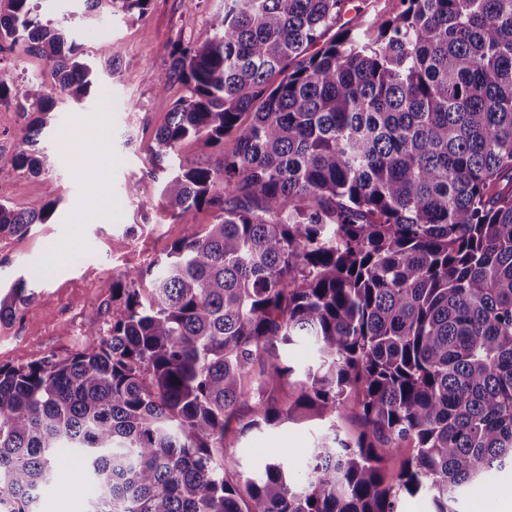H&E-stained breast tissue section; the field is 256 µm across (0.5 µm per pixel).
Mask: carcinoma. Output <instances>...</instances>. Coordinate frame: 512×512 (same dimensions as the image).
<instances>
[{"label": "carcinoma", "mask_w": 512, "mask_h": 512, "mask_svg": "<svg viewBox=\"0 0 512 512\" xmlns=\"http://www.w3.org/2000/svg\"><path fill=\"white\" fill-rule=\"evenodd\" d=\"M349 3L224 0L210 38L172 48L157 86L191 95L149 155L173 217L213 222L112 285L106 338L0 366V512H38L60 448L83 459L90 512H400L418 495L457 512L512 469V0H400L327 37ZM19 43L89 92L67 19L0 0V53ZM0 104L33 116L0 164V235H23L57 202L17 211L8 179L54 166L37 144L57 102L0 77ZM187 139L215 165L179 160ZM31 297L16 281L0 323ZM301 340L317 363L299 372L279 351ZM351 397L363 431L344 439ZM244 407L241 433L325 422L301 478L278 458L230 467Z\"/></svg>", "instance_id": "1"}]
</instances>
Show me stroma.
Here are the masks:
<instances>
[{"mask_svg":"<svg viewBox=\"0 0 512 512\" xmlns=\"http://www.w3.org/2000/svg\"><path fill=\"white\" fill-rule=\"evenodd\" d=\"M221 0H150L144 16L112 12L84 14L80 0H41V20L70 15L69 25L92 66L99 90L82 104L60 96L57 113L45 126L40 145L55 166L40 175L13 174L9 203L18 211L41 210L57 201L54 220L30 232L0 237V289L25 279L33 298L14 322L0 326V366H20L36 355L64 359L89 341L90 328H104L114 306L112 284L130 270L145 269L187 233L160 198L148 146L177 100L190 94L180 81L156 88L173 46L204 42ZM398 0H351L338 29L366 28L373 19L396 13ZM126 63L116 72L104 66L113 54ZM38 78L54 89L52 69L23 47L0 53V76ZM323 430L307 418L246 433L230 432L231 462L244 475L262 470L271 455L305 471L311 448ZM81 462L58 449L53 479L40 512H89L95 495L80 477ZM512 495V472L474 484L459 500V512H494L503 494Z\"/></svg>","mask_w":512,"mask_h":512,"instance_id":"stroma-1","label":"stroma"}]
</instances>
